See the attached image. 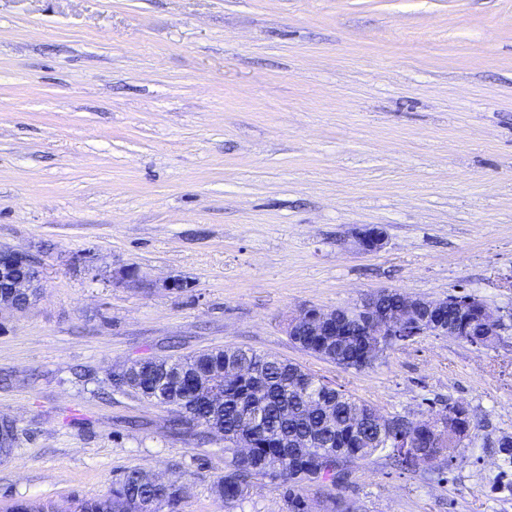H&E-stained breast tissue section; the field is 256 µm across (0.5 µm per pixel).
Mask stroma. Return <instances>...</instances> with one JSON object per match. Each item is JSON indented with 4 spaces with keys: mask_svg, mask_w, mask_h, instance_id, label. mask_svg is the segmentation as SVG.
Listing matches in <instances>:
<instances>
[{
    "mask_svg": "<svg viewBox=\"0 0 512 512\" xmlns=\"http://www.w3.org/2000/svg\"><path fill=\"white\" fill-rule=\"evenodd\" d=\"M367 225L382 251L355 247ZM0 247L41 271L0 316V508L69 512L141 468L187 487L160 512H285L264 478L215 497L220 435L112 388L140 359L247 347L382 415L460 402L477 424L458 465L378 453L307 488L315 512H512V0H0ZM382 289L462 291L506 328L363 370L292 345L289 314Z\"/></svg>",
    "mask_w": 512,
    "mask_h": 512,
    "instance_id": "stroma-1",
    "label": "stroma"
}]
</instances>
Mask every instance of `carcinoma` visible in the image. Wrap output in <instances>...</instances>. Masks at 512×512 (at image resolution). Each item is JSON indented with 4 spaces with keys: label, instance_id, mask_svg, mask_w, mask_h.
Masks as SVG:
<instances>
[{
    "label": "carcinoma",
    "instance_id": "1",
    "mask_svg": "<svg viewBox=\"0 0 512 512\" xmlns=\"http://www.w3.org/2000/svg\"><path fill=\"white\" fill-rule=\"evenodd\" d=\"M444 321L466 333L463 340L478 344L479 324L464 320L459 304L448 302ZM345 335L307 336L302 350L332 362L346 360L344 368L360 369L353 357L366 343L355 320ZM132 389L158 404L176 407L173 428L201 426L224 437L227 458L224 475L212 486L214 495L229 504L247 499L252 479L262 476L283 490L287 512H305L303 488L309 484L340 485L346 470L333 472L326 454L365 462L384 450L404 469L411 460L399 442L410 436L431 461L453 463L461 456L471 429L476 427L462 403H448L432 411L421 426L402 415L390 417L381 430L361 421L372 406L334 387L286 359L242 348L214 349L192 356H165L144 360L142 367L123 374L116 386ZM15 428L0 423V459L10 457ZM185 493L176 480L149 481L140 469H131L104 495L75 500L74 512H158Z\"/></svg>",
    "mask_w": 512,
    "mask_h": 512
}]
</instances>
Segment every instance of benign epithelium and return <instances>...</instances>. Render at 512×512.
I'll list each match as a JSON object with an SVG mask.
<instances>
[{"instance_id": "7a95c632", "label": "benign epithelium", "mask_w": 512, "mask_h": 512, "mask_svg": "<svg viewBox=\"0 0 512 512\" xmlns=\"http://www.w3.org/2000/svg\"><path fill=\"white\" fill-rule=\"evenodd\" d=\"M356 244L364 252H377L386 245L384 231L377 226H369L355 232ZM30 266L38 268L37 260L27 254L9 248H0V314L6 310L26 309L18 300V295L28 294L37 287L39 275L16 276L13 270ZM391 294L384 289L366 295L353 304L357 318L366 336L372 337L360 353L359 363L363 367L373 366L393 344H404L410 336L433 334L436 336H459L460 332L439 318L442 307L448 298L424 299L397 292L399 301L392 307L382 305V300ZM340 308L322 309L310 307L291 314L286 320V330L290 336L300 335L301 328L317 330L338 319ZM480 324L485 336H500L504 323L500 312L489 307L480 308Z\"/></svg>"}]
</instances>
